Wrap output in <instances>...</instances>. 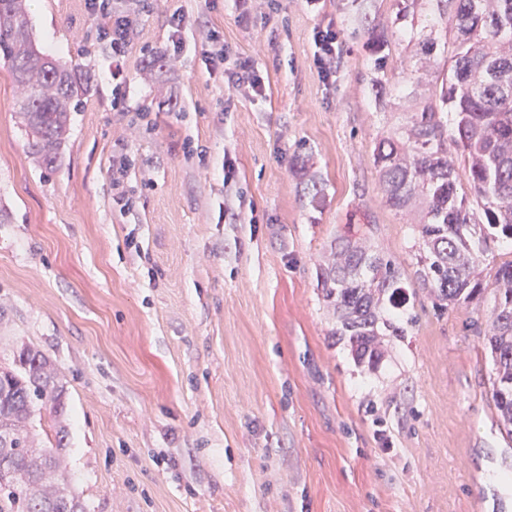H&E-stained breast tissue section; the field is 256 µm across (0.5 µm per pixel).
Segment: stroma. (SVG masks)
I'll use <instances>...</instances> for the list:
<instances>
[{"instance_id": "1", "label": "stroma", "mask_w": 512, "mask_h": 512, "mask_svg": "<svg viewBox=\"0 0 512 512\" xmlns=\"http://www.w3.org/2000/svg\"><path fill=\"white\" fill-rule=\"evenodd\" d=\"M278 4L266 22L254 0L246 25L235 0H127L116 109L103 18L87 0H30L40 49L90 85L49 169L0 66V361L30 345L64 391L63 436L43 409L34 443L61 446L87 512H512V485L490 482L512 476V439L472 327L491 299L441 312L417 293V322L371 369L333 336L317 286L340 236L415 269L371 156L405 110L393 76L416 62L395 0ZM177 11L185 48L170 56ZM330 24L329 86L313 34ZM213 31L254 60L265 97L208 67ZM313 39L316 46L314 65L319 77L326 84L336 82L339 34L330 24L316 28Z\"/></svg>"}]
</instances>
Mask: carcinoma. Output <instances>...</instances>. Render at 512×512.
Masks as SVG:
<instances>
[{"mask_svg":"<svg viewBox=\"0 0 512 512\" xmlns=\"http://www.w3.org/2000/svg\"><path fill=\"white\" fill-rule=\"evenodd\" d=\"M396 2L395 22L436 81L404 77L411 105L403 123L373 142L372 156L388 206L415 216V270L409 278L392 256L341 239L319 267L318 285L336 312L334 335L369 367L384 356L387 337L405 335L384 313L409 304L407 289L426 292L440 311L490 291L487 324L474 329L490 351L493 406L512 438V259L500 255L489 289L480 270L491 244L512 240V0ZM448 16L451 43L440 27ZM426 17L427 34L420 29ZM0 61L18 89L15 108L31 130L33 154L51 168L88 87L37 48L27 0H0ZM463 181L480 212L458 193ZM38 403L59 417L63 390L47 358L22 347L0 365V437L9 439L0 445V512H86L68 489L60 448L31 445Z\"/></svg>","mask_w":512,"mask_h":512,"instance_id":"cac0c4a2","label":"carcinoma"}]
</instances>
